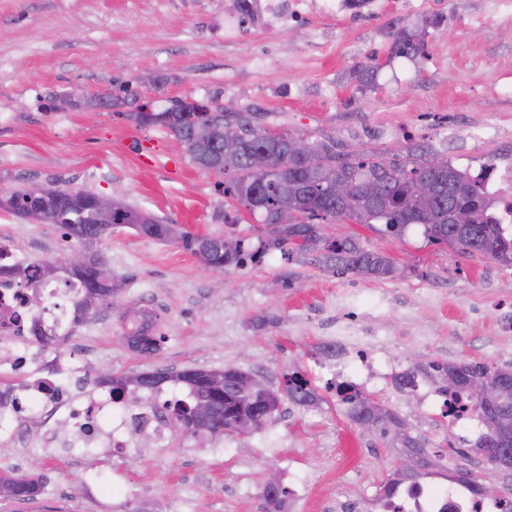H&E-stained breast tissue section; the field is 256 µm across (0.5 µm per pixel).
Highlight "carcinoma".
Wrapping results in <instances>:
<instances>
[{
  "label": "carcinoma",
  "instance_id": "cac0c4a2",
  "mask_svg": "<svg viewBox=\"0 0 512 512\" xmlns=\"http://www.w3.org/2000/svg\"><path fill=\"white\" fill-rule=\"evenodd\" d=\"M425 52V44L415 29L401 30L392 46V54L417 55ZM123 116L140 128L157 127L181 141L191 161L201 169L224 175V191L260 204L263 223L269 227L266 237L259 239L253 249L244 248L241 239L223 235L198 236L181 231L171 224H164L125 201L112 200V225H124L137 233L158 240L174 239L183 248L212 271L238 268L245 261H260L270 251H279L287 259L297 257L336 275L355 274L368 279H385L395 274L394 262L387 256L369 251L353 235L329 238L323 226L331 222L350 221L374 227L384 226L382 232L402 239L413 226L423 229L424 237L431 243L444 244L457 253L480 257L498 265L512 266V235L494 222L491 214L492 200L482 192L485 181L482 169L478 175L461 171L450 162L441 169L432 167L430 158L436 151L414 144L406 149L405 156L393 159L390 166L375 154H343L330 139L312 142L313 147L326 155L324 168L304 167L298 174L288 169L289 141L279 142L266 137L264 130L256 128L252 116L246 112H232L221 102H216L208 133L204 136L194 131L192 114L188 105L179 100L170 106L152 112H125ZM344 181L351 193L343 199L327 200L331 181ZM52 199L33 218L27 214L36 211L39 195L33 185L22 183L6 189L0 210L26 221L56 224L68 239L81 247L92 245L109 234V225L95 218L94 200L99 194L84 190L86 194V219L78 220L65 211L70 187L57 181ZM288 209V223H278L280 209ZM0 276L16 281L23 288H44L55 281L66 289V301L73 311L81 304L97 299L104 304L119 296L121 283H96L92 267L70 269L54 262L14 264L0 266ZM126 338L134 344L133 350L149 354L157 350L158 337L154 334L152 316L141 322L130 320ZM224 389L213 385L212 371L185 369L165 371L154 380L143 379V374L100 377V383L121 386L119 397L134 396L146 401L166 383L181 384L187 388L188 399L166 406L168 418L177 413L186 418L193 435L203 438L232 434L244 416L259 415V422L252 428L256 432L272 422L278 410L262 413L263 400L256 387L244 390L245 385L257 379L250 370L235 365L226 366ZM428 379L442 393L466 399L481 421L495 419V425L485 426L480 438L469 449L458 452L462 460L472 462L481 454H494L509 447L503 439L512 437V398H505L488 407L475 399L453 379H491L495 376L512 377V367L493 366L481 361H429L417 362L394 376L393 386L401 393H408L418 377ZM338 400L345 404L347 417L356 425L368 421L372 431L399 448L403 457L416 460V467L395 470L383 485L384 497H391L397 486L405 481L416 484L426 475V458L430 456L427 440L413 435L406 423L393 411L380 408L374 412L367 395L335 387ZM213 401V419L208 425L189 419L191 409L201 398ZM319 400L316 388L300 370L288 373V396L285 401L296 406H310ZM458 480L477 495L488 496L498 492L493 473L485 471L482 481H477L469 468H456ZM42 488V479L26 481L15 476L7 483L0 481V497L13 500H31ZM288 491L282 485L263 487V498L269 512H280Z\"/></svg>",
  "mask_w": 512,
  "mask_h": 512
}]
</instances>
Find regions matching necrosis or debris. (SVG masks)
Segmentation results:
<instances>
[{"label": "necrosis or debris", "instance_id": "4bbe7bcc", "mask_svg": "<svg viewBox=\"0 0 512 512\" xmlns=\"http://www.w3.org/2000/svg\"><path fill=\"white\" fill-rule=\"evenodd\" d=\"M50 328L51 320L31 302L28 289L0 285V369L14 376L0 386V437L19 448L41 443L47 450L67 439L86 448H112L125 453L142 436L165 442L170 431L165 421L167 403L176 392H161L155 400L137 397L115 399L111 391L98 390L82 360L67 366L65 380L47 373V362L34 348L35 325ZM423 394L449 426L461 434L474 432L477 415L468 402L427 388ZM384 512H512V503L477 497L461 485L435 482L404 485L384 506Z\"/></svg>", "mask_w": 512, "mask_h": 512}]
</instances>
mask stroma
<instances>
[{"label": "stroma", "mask_w": 512, "mask_h": 512, "mask_svg": "<svg viewBox=\"0 0 512 512\" xmlns=\"http://www.w3.org/2000/svg\"><path fill=\"white\" fill-rule=\"evenodd\" d=\"M300 2L276 22L267 0L247 12L232 0H0V188L57 180L123 197L183 231L257 243L267 226L224 197L219 175L163 130L125 118L188 95L219 97L259 127L332 139L344 153L401 155L423 143L473 174L512 165V0ZM415 27L424 54L391 56L397 33ZM373 57L382 67L365 87L357 71ZM106 92L124 99V114L91 106ZM326 232L356 236L397 273L339 277L273 251L216 274L177 241L113 227L94 248L121 280V300L153 314L160 345L129 349L115 311L73 326L57 353H90L94 374L234 364L275 384L297 369L325 399L283 404L248 438H214L220 453L173 435L117 469L108 448L23 454L0 440V471L26 474L36 460L45 476L41 495L2 498L0 512H267L261 489L272 473L291 490L311 478L303 512H327L336 497L378 512L398 453L326 392L319 349L338 337L383 368L367 393L440 453L439 473L454 468L456 432L392 378L431 360L512 365V267L429 243L418 226L402 241L364 224ZM0 241L30 261H62L73 248L56 225L4 211Z\"/></svg>", "instance_id": "stroma-1"}]
</instances>
